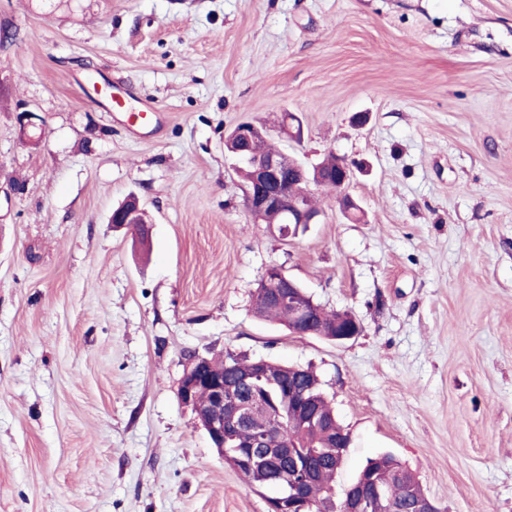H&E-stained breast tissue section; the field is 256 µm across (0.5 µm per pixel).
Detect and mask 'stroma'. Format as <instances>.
<instances>
[{
	"instance_id": "35a3bbf8",
	"label": "stroma",
	"mask_w": 512,
	"mask_h": 512,
	"mask_svg": "<svg viewBox=\"0 0 512 512\" xmlns=\"http://www.w3.org/2000/svg\"><path fill=\"white\" fill-rule=\"evenodd\" d=\"M0 22L22 40L0 47V512H267L178 398L188 351L312 366L350 434L337 490L388 454L441 512H512V0H0ZM242 121L354 164L362 220L316 186V223H251ZM132 192L146 251L109 222ZM271 265L360 333L256 318Z\"/></svg>"
}]
</instances>
